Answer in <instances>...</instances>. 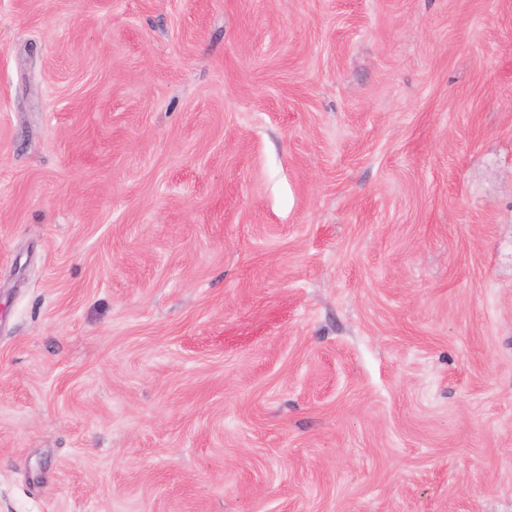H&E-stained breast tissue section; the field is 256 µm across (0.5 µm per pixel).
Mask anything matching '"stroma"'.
Wrapping results in <instances>:
<instances>
[{
  "label": "stroma",
  "instance_id": "stroma-1",
  "mask_svg": "<svg viewBox=\"0 0 512 512\" xmlns=\"http://www.w3.org/2000/svg\"><path fill=\"white\" fill-rule=\"evenodd\" d=\"M0 512H512V0H0Z\"/></svg>",
  "mask_w": 512,
  "mask_h": 512
}]
</instances>
